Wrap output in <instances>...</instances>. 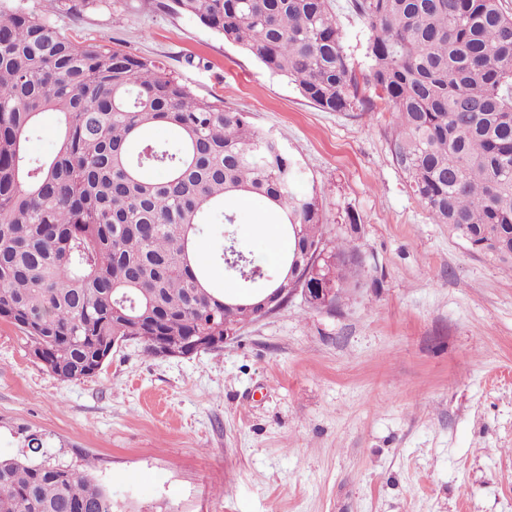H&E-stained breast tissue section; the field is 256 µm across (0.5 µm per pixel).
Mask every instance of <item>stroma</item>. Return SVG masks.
<instances>
[{"instance_id":"1","label":"stroma","mask_w":512,"mask_h":512,"mask_svg":"<svg viewBox=\"0 0 512 512\" xmlns=\"http://www.w3.org/2000/svg\"><path fill=\"white\" fill-rule=\"evenodd\" d=\"M160 0H96L49 15L77 40L162 63L276 136L318 194L327 232L364 255L336 310L293 298L219 351L114 348L64 382L0 321V456L91 460L113 512H512V266L474 253L411 194L394 165L391 112H325L287 78ZM358 79L370 30L332 0ZM258 198L205 225L197 251L225 293L226 237L267 271Z\"/></svg>"}]
</instances>
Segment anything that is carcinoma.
<instances>
[{
  "label": "carcinoma",
  "instance_id": "cac0c4a2",
  "mask_svg": "<svg viewBox=\"0 0 512 512\" xmlns=\"http://www.w3.org/2000/svg\"><path fill=\"white\" fill-rule=\"evenodd\" d=\"M174 9L290 79L325 112L396 116L393 162L421 205L470 248L512 264V13L503 0H348L371 29L366 96L329 0H172ZM44 112L63 118L53 153L26 156ZM167 125L174 141L148 136ZM164 172L162 178L154 172ZM298 163L246 113L200 99L156 62L100 41L79 45L44 15L0 8V318L63 381L80 380L122 338L156 355L222 336L236 298L195 249L212 212L236 221L259 198L286 247L268 279L234 241L224 268L262 282L258 301L300 275L343 292L366 266L324 237ZM0 512H112L85 470L0 457Z\"/></svg>",
  "mask_w": 512,
  "mask_h": 512
}]
</instances>
